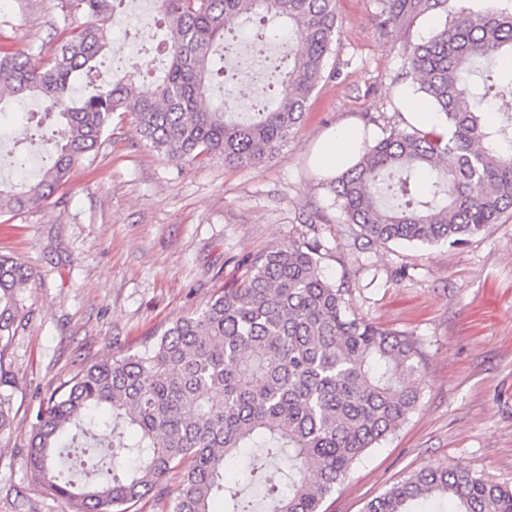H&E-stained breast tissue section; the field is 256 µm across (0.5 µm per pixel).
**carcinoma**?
Segmentation results:
<instances>
[{
	"label": "carcinoma",
	"instance_id": "1",
	"mask_svg": "<svg viewBox=\"0 0 512 512\" xmlns=\"http://www.w3.org/2000/svg\"><path fill=\"white\" fill-rule=\"evenodd\" d=\"M168 58L152 89L139 72L101 80L99 60L112 0H65L62 44L39 64L0 56V102L38 97L54 113L50 164L38 178L0 181V217L40 205L73 167L90 162L114 119L129 117L146 145L190 163L241 167L275 155L303 122L337 37L335 0H156ZM447 5L443 29L406 48V75L436 108L429 129L392 128L364 141L359 160L330 183L345 223L372 245L462 243L512 212V0L473 9L462 0H380L383 25ZM84 21L75 24L71 15ZM289 45L271 60L262 105L233 112L204 105L213 76L228 77L267 53L272 34ZM80 77L93 93L76 98ZM497 112V119L488 117ZM321 245L291 241L244 261L242 278L182 317L143 349L80 369L44 399L31 426L28 468L71 512H131L149 495L168 512H321L366 454L416 409L425 354L410 335L349 314L344 290L319 264ZM32 271L0 257V355L15 335L19 289ZM11 381L0 369V433L14 426ZM249 454L242 478L229 461ZM274 465L280 488L256 460ZM178 475L174 489L164 483ZM253 486L260 499L246 498ZM512 512V488L469 468L409 475L364 512Z\"/></svg>",
	"mask_w": 512,
	"mask_h": 512
}]
</instances>
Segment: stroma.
Segmentation results:
<instances>
[{
    "instance_id": "35a3bbf8",
    "label": "stroma",
    "mask_w": 512,
    "mask_h": 512,
    "mask_svg": "<svg viewBox=\"0 0 512 512\" xmlns=\"http://www.w3.org/2000/svg\"><path fill=\"white\" fill-rule=\"evenodd\" d=\"M335 77L324 79L303 123L272 158L228 167L176 162L130 120L113 126L95 159L40 207L0 218V255L33 276L4 358L14 379L12 430L0 435V512H70L25 467L30 424L47 393L81 367L140 350L149 337L203 308L241 277L243 257L291 241H319L320 266L344 285L351 311L413 336L427 355L416 411L371 450L323 503L364 512L409 474L462 465L512 487V215L469 241L366 246L344 223L317 168L324 134L361 121L374 134L401 125L405 47L428 40L445 13L382 26L379 0H336ZM61 0H0V53L53 57ZM159 20L133 14L108 35L113 73L141 66L152 87L160 60L130 53L129 31L150 45ZM36 99L7 105L6 140H25L37 175L45 152L27 142Z\"/></svg>"
}]
</instances>
